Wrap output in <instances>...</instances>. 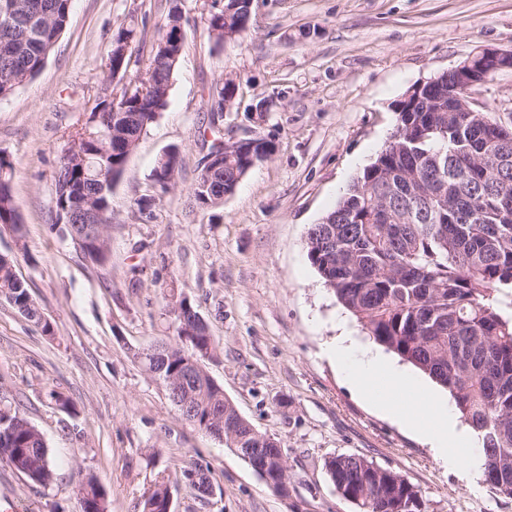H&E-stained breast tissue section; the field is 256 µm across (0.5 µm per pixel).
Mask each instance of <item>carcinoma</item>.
Masks as SVG:
<instances>
[{
  "instance_id": "obj_1",
  "label": "carcinoma",
  "mask_w": 512,
  "mask_h": 512,
  "mask_svg": "<svg viewBox=\"0 0 512 512\" xmlns=\"http://www.w3.org/2000/svg\"><path fill=\"white\" fill-rule=\"evenodd\" d=\"M71 0H19L14 14L0 13V99L32 80L48 45L66 29ZM216 31L217 46L249 30L252 14L241 0H212L203 17ZM141 34L119 26L109 40L105 67H122L134 83L125 107L98 102L83 127L70 135L53 172L56 222L92 261L109 255L112 187L123 177L129 156L165 110L181 53L177 41H155L140 53ZM237 88H212L211 110L234 105ZM454 84L448 72L419 91L410 87L396 105L397 125L387 145L349 185L336 206L309 227L307 256L337 301L362 324L369 338L449 390L462 417L481 436L485 481L512 488V206L488 209L483 199L512 201V136L490 137L493 112L448 111ZM176 152L156 164L158 185L178 172ZM245 172L224 160L213 173L202 167L191 192L200 210L218 206L214 188L234 193ZM12 162L0 155V226L22 235V219L12 191ZM0 300L40 326L53 327L16 274L13 261L0 258ZM193 306L185 298L176 309V340L156 345L163 374L181 380L173 404L186 421L207 433L234 422L242 447L274 454L279 440L257 431L224 398L209 374L189 367V358L211 359L217 345L201 327L193 336ZM0 459L32 482L49 485L53 462L42 433L21 417L0 411ZM342 496L360 499V512H425L416 487L404 476L363 456L341 454L324 462ZM165 476L143 495L140 512H167ZM83 512H109L105 491L89 477L83 483Z\"/></svg>"
}]
</instances>
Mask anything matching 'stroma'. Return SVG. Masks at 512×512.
I'll list each match as a JSON object with an SVG mask.
<instances>
[{"label":"stroma","mask_w":512,"mask_h":512,"mask_svg":"<svg viewBox=\"0 0 512 512\" xmlns=\"http://www.w3.org/2000/svg\"><path fill=\"white\" fill-rule=\"evenodd\" d=\"M210 0H72L69 24L43 69L0 100V153L14 167L22 238L0 231V254L53 326L52 335L0 301V408L36 425L53 460L48 486L0 461V498L19 512H83L94 476L110 512H139L169 476L174 512H358L331 483L326 459L356 454L403 475L426 512H512L483 474L443 466L429 446L378 412L328 355L338 321L365 331L312 268L306 235L384 148L396 104L482 48L512 49V0H254L242 38L215 46ZM186 18L168 105L112 189L110 257L92 262L54 229L53 171L67 133L124 83L104 62L112 30L153 41L172 7ZM240 78L225 139L262 138L273 156L253 166L218 209L192 208L209 151L208 90ZM178 148L174 188L151 174ZM150 198V210L137 202ZM188 299L218 345L209 374L259 431L280 441L288 496L222 441L188 424L138 358L176 336ZM62 393L64 411L51 400ZM207 469L200 501L184 469Z\"/></svg>","instance_id":"35a3bbf8"}]
</instances>
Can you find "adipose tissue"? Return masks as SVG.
Returning a JSON list of instances; mask_svg holds the SVG:
<instances>
[{"mask_svg":"<svg viewBox=\"0 0 512 512\" xmlns=\"http://www.w3.org/2000/svg\"><path fill=\"white\" fill-rule=\"evenodd\" d=\"M328 352L365 400L422 438L444 465L481 471L480 446L460 426L452 403L426 392L392 361L351 334L337 336Z\"/></svg>","mask_w":512,"mask_h":512,"instance_id":"adipose-tissue-1","label":"adipose tissue"}]
</instances>
